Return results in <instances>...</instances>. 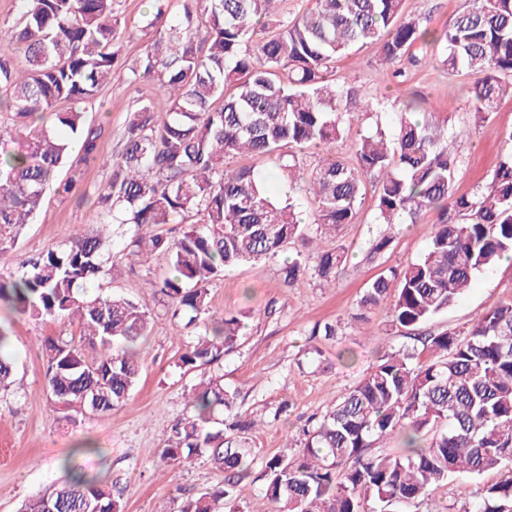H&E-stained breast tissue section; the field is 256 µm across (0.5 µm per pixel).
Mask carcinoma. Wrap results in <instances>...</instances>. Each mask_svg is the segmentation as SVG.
Instances as JSON below:
<instances>
[{
  "mask_svg": "<svg viewBox=\"0 0 512 512\" xmlns=\"http://www.w3.org/2000/svg\"><path fill=\"white\" fill-rule=\"evenodd\" d=\"M147 25L149 37L127 79L155 80L168 96L167 117L149 103L129 114L120 158L97 189L111 217L56 250L0 274V306L33 319L66 317L83 339L44 341L47 389L64 408L109 414L127 403L141 367L135 345L151 332L149 313L119 295H86L94 281L120 274L101 255L109 239L128 234L129 265L165 256L166 275L150 282L172 316L196 328L179 361L189 370L236 346L244 315L209 314L203 283L248 262L289 251L281 268L292 286L313 272L333 282L344 262L337 249H309L312 228L332 234L350 224L365 182L376 185L379 224H414L419 212L440 213L424 254L390 267L371 282L355 320L390 302V324L416 344L387 354L367 377L305 431L295 456L265 463L267 512H407L454 476L500 473L484 486L472 512H512V303L477 315L463 332L423 335L421 326L448 310L475 277L512 255V154L466 195L456 192L457 158L414 101L392 107L394 126L376 122L352 140L355 164L332 153L373 104L348 83L330 84L336 60L364 44L379 46L393 64L429 34L418 17L402 15L403 0H309L295 16H277L282 0H183L170 18L163 0ZM120 21L112 0H23L19 20L0 26V253L12 249L44 192L66 165L70 136L81 160H101V129L60 104L94 100L121 77L112 50ZM450 75L474 78V112L485 121L499 99L512 96V0H471L435 38ZM22 49V66L11 49ZM326 158L304 177L298 151ZM265 155L288 187L276 199L264 178L226 160ZM199 216L181 237L150 231ZM9 330L0 323V388L10 384ZM97 352L89 361L84 346ZM160 458L181 465L208 456L224 484L186 499L179 512H238L234 490L251 464L242 433L250 420H229L238 392L212 375L187 389ZM400 439L394 451L374 445ZM22 512H124L112 490L70 473Z\"/></svg>",
  "mask_w": 512,
  "mask_h": 512,
  "instance_id": "obj_1",
  "label": "carcinoma"
}]
</instances>
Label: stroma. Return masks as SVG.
I'll return each mask as SVG.
<instances>
[{
  "mask_svg": "<svg viewBox=\"0 0 512 512\" xmlns=\"http://www.w3.org/2000/svg\"><path fill=\"white\" fill-rule=\"evenodd\" d=\"M469 4L470 0H405L403 13L439 31ZM113 9L123 31L113 48L119 64L129 68L142 53V28L152 16V0H113ZM413 53V59H402L399 66H384L377 47L367 44L343 56L335 76L360 87L383 116L394 100L420 95L459 160L457 192L470 193L508 149L503 136L512 131V97L498 102L489 121L476 122L472 76L444 72L435 46H419ZM398 67L403 77H394ZM141 101L152 104L156 119L165 117L168 101L157 83L149 80L112 81L95 101L83 104L87 121L102 127V155L119 157L127 118ZM109 174V169L91 163L83 166L82 180L71 194L47 188L41 208L15 248L0 255V270L16 271L25 257L60 247L70 234L89 231L102 221L96 190ZM438 218L437 211L424 210L412 224H379L369 195L353 223L342 225L327 241L328 247L343 250L346 256L335 284L308 274L286 286L279 257L241 265L208 282L212 313L247 314L237 345L212 366L223 374L225 386L237 391L239 411L257 422L244 434L252 465L237 485L240 512L262 507L265 462L281 451L284 442L301 443L307 420L323 415L386 353L409 345L404 330L388 325L389 303L372 311L373 335H361L355 316L370 282L386 269L403 267L424 253ZM381 234L390 235L391 244L386 252L369 258L370 244ZM110 259L122 273L101 280V289L139 301L152 322L149 336L137 346L142 363L139 382L130 400L112 413H66L54 405L46 389L47 359L41 343L47 337H78L76 323L60 318L36 321L0 309V318L10 323L17 360L12 385L0 390V512H18L25 499L63 481L66 474L60 464L67 457L79 470L107 484L121 498L124 512H175L178 499L224 480L223 472L205 456L185 468L161 465L160 452L170 426L185 411L184 392L200 377L179 364L193 336L175 326L161 295L148 286L166 273L164 258L128 266L124 246L117 241L110 248ZM510 302L512 262L501 261L479 274L427 328L462 331L478 314ZM327 322L339 325L338 334L330 341H315L312 329ZM314 344L320 346L321 355L310 354ZM86 440L94 447L92 453L78 450ZM497 478L494 472L456 478L426 497L420 512H471L484 485Z\"/></svg>",
  "mask_w": 512,
  "mask_h": 512,
  "instance_id": "stroma-1",
  "label": "stroma"
}]
</instances>
